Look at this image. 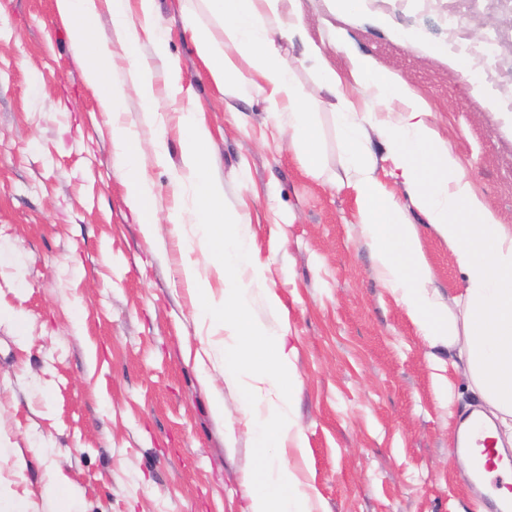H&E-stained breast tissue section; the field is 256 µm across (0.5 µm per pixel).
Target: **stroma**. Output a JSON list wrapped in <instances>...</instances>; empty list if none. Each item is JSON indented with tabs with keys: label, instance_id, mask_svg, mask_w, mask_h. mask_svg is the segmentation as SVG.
Returning a JSON list of instances; mask_svg holds the SVG:
<instances>
[{
	"label": "stroma",
	"instance_id": "35a3bbf8",
	"mask_svg": "<svg viewBox=\"0 0 512 512\" xmlns=\"http://www.w3.org/2000/svg\"><path fill=\"white\" fill-rule=\"evenodd\" d=\"M301 9L356 108L364 100L336 48L339 29L429 103L477 194L512 225V0H365L350 16L334 15L328 0H301ZM189 16L225 42L204 0H157L189 97L169 98L160 76L156 117L136 96L122 105L156 194L161 223L149 238L126 201L110 129L54 0H0V486L54 512L44 485L59 468L78 512H248L245 479L259 460L224 379V339L207 335L196 316L184 255L214 292L224 284L195 228L175 233L163 222L182 171L180 110L191 101L211 133L224 206L245 217L262 267L251 314L294 349L296 376L285 392L309 444L296 466L317 489L320 512H477L456 427L481 400L455 372L447 388L434 383L447 348L427 347L375 276L354 199L333 183L343 173L336 117L301 45L283 43L282 55L315 92L308 107L320 129V179L289 150L287 117H273L257 94L233 97L216 84ZM382 17L391 27L379 25ZM398 29L409 40L395 37ZM436 46L475 59L498 111L483 110L431 55ZM161 127L159 163L151 143ZM410 219L435 287L459 294L452 251L419 211ZM270 291L281 310L269 308ZM17 315L26 322L21 335Z\"/></svg>",
	"mask_w": 512,
	"mask_h": 512
}]
</instances>
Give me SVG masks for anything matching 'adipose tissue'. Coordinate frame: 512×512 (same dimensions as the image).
I'll return each mask as SVG.
<instances>
[{"label": "adipose tissue", "instance_id": "1", "mask_svg": "<svg viewBox=\"0 0 512 512\" xmlns=\"http://www.w3.org/2000/svg\"><path fill=\"white\" fill-rule=\"evenodd\" d=\"M219 19L232 53L217 52L212 36L195 31L198 55L216 82H224L235 57L251 63L247 86L263 95L275 114L288 116V146L303 161L310 176L322 173L317 124L306 107L311 94L299 84L290 64L280 55L278 39L298 40L303 62L311 63L320 86L336 90V73L313 41L297 9L298 0H205ZM60 21L74 33V48L85 60L84 78L108 118L116 161L124 170L130 207L153 230L156 199L152 182L139 158L142 142L120 115L128 95L146 109L156 99L152 59L163 58L167 45L156 24V0H55ZM107 9L118 36L128 45L146 43L154 55L132 56L128 76L117 79L106 63L111 42L96 31L100 9ZM347 50L352 74L369 107L356 111L343 102L336 129L347 167L346 186L358 206L357 227L371 245L378 280L395 297L428 346L448 348V365L463 374L489 408L497 424V445H512V226L501 224L492 208L478 197L448 141L436 130L432 113L407 83L371 59ZM469 85L486 111L497 109L494 93L470 58L444 47L433 48ZM183 169L180 186L190 197L175 195L167 221L173 228L195 225L224 283L214 296L195 263L183 267L196 299V314L208 335L224 339V376L240 393L245 425L261 460L249 480V512H312L317 495L291 464L306 457L307 438L294 420L282 386L294 374V351L285 337L271 338L250 311L253 288L262 271L244 246L243 216L227 211L224 192L211 176L207 154L209 133L195 119L193 107L180 117ZM374 130L386 148L392 188L377 174V162L365 147L367 130ZM417 209L426 223L452 248L465 278L464 292L445 305L435 289L420 233L409 211ZM277 449L269 458L268 449Z\"/></svg>", "mask_w": 512, "mask_h": 512}]
</instances>
